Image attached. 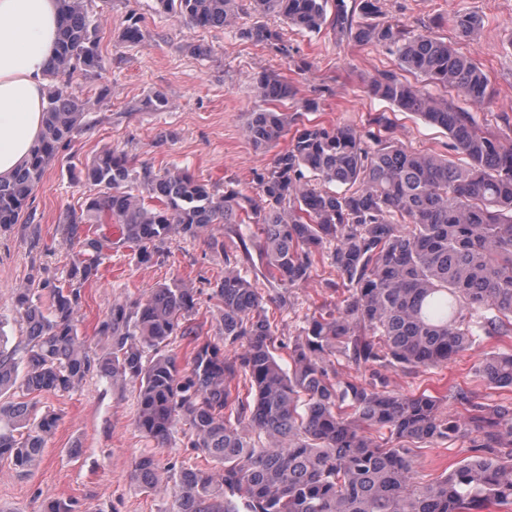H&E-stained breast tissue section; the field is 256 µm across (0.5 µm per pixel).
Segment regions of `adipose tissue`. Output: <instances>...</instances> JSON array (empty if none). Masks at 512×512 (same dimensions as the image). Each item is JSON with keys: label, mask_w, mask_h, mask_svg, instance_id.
Instances as JSON below:
<instances>
[{"label": "adipose tissue", "mask_w": 512, "mask_h": 512, "mask_svg": "<svg viewBox=\"0 0 512 512\" xmlns=\"http://www.w3.org/2000/svg\"><path fill=\"white\" fill-rule=\"evenodd\" d=\"M58 0H0V179L29 158L43 124Z\"/></svg>", "instance_id": "adipose-tissue-1"}]
</instances>
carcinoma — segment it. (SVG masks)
<instances>
[{"mask_svg": "<svg viewBox=\"0 0 512 512\" xmlns=\"http://www.w3.org/2000/svg\"><path fill=\"white\" fill-rule=\"evenodd\" d=\"M158 13L180 15L187 26L224 29L244 9L257 21L241 38L288 47L263 19L277 17L310 36L329 32L372 44L396 62L369 93L400 112L448 134V151L467 159L415 151L391 135L378 112L362 127L303 120L319 102L297 98L288 79L263 72L252 78L259 100L243 136L258 150L288 146L255 172L258 198L220 190L180 169L136 163L109 149L85 163L78 182L84 208L67 212V241L80 246L67 282L32 279L15 295L24 322L21 357L0 348V458L18 473L35 469L56 426L36 414L33 398L69 392L98 372L138 384L135 425L164 447L178 425L186 447L205 468L163 466L138 459L132 482L146 494L174 483L170 512H490L512 507V408L491 405L455 386L467 415L441 410L427 390L400 395L380 378L385 367L435 369L489 340L512 338V144L485 131L473 113L430 91L490 109L489 75L469 56L428 30L370 18L380 0H154ZM64 24L57 56L46 74L41 138L30 160L0 181V230L19 223L34 189L84 131L85 103L69 91L74 75L96 77L102 55L92 0H59ZM480 21L454 20L471 37ZM146 33L131 14L117 34L138 44ZM408 72L421 83L403 77ZM85 224L114 226L117 242L149 261L170 234L192 237L213 224L239 241L226 258L211 297L220 310L219 338L192 324L194 289L174 280L133 303L114 301L95 335L92 356L79 336L81 288L97 275L107 236ZM249 228L242 233L241 225ZM333 246L342 283L340 306L314 312L303 335L286 344L249 276L280 288L311 276L316 255ZM49 289L43 306L39 292ZM187 341L190 363L178 364L169 345ZM288 351V364L280 351ZM340 356L371 371L344 383L330 377ZM476 377L512 390V349L484 353ZM267 435L258 448L250 432ZM469 439L474 455L432 481L415 477L414 445Z\"/></svg>", "mask_w": 512, "mask_h": 512, "instance_id": "cac0c4a2", "label": "carcinoma"}]
</instances>
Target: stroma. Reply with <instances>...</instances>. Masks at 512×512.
Returning a JSON list of instances; mask_svg holds the SVG:
<instances>
[{"label":"stroma","mask_w":512,"mask_h":512,"mask_svg":"<svg viewBox=\"0 0 512 512\" xmlns=\"http://www.w3.org/2000/svg\"><path fill=\"white\" fill-rule=\"evenodd\" d=\"M382 10L385 18L433 27L454 48L483 65L491 79L492 108L476 110L475 116L503 143H512V0H383ZM130 12L141 16L149 36L127 46L115 42L114 36ZM459 12L480 20L477 40L460 38L453 28L452 19ZM253 21L248 13L233 28H190L178 16L156 13L153 0H117L107 12L98 32L103 67L95 79L78 77L72 84L87 103L91 127L50 166L19 224L0 231V316L9 318L0 327V343L7 349L24 340L21 323L11 318L17 288L32 276L58 284L69 279L75 253L62 218L66 211L81 209L85 199L83 187L71 179L74 166L117 146L155 168L186 167L207 183L231 180L254 196L255 171L274 157L273 151L256 150L241 132L254 104L251 79L257 73L278 72L296 87L299 97H320L324 119L339 126H359L370 114L387 110V103L367 92L374 77L394 66L378 47L330 35L311 38L284 25L281 37L290 47L285 57L272 47L239 38L238 28ZM189 43L210 46V58L188 53ZM154 92L167 97L165 111L143 109V99ZM394 121L393 135L406 146L446 153L448 136L442 129L409 114H396ZM89 234L107 235L114 244L105 250L97 276L82 290L78 320L88 346H96L95 327L112 301L142 298L176 278L195 291L194 324L217 337L220 314L210 294L212 283L223 278L225 264L223 252L211 249L208 239L223 237V225H213L197 237L172 234L162 255L144 263L129 248L117 245L116 228L94 226ZM337 279L326 248L301 285L285 292L262 285L279 340L294 341L308 315L335 308L341 299L333 287ZM484 351V346L474 347L432 372L388 367L382 378L397 394L430 390L440 396L442 411L453 417L464 415L465 409L447 395L452 385L473 389L491 403L511 402L512 392L476 378ZM136 395L131 383L115 384L92 374L70 392L41 397L37 408L56 416V429L31 475H19L9 460L0 459V512H42L48 494L73 502L77 512H169L171 494L147 495L131 484L134 461L152 454L164 463L194 467L204 460L184 446L181 432H174L164 448L139 432L134 424ZM471 454L468 440L462 438L416 449L417 475L433 479L446 465Z\"/></svg>","instance_id":"1"}]
</instances>
